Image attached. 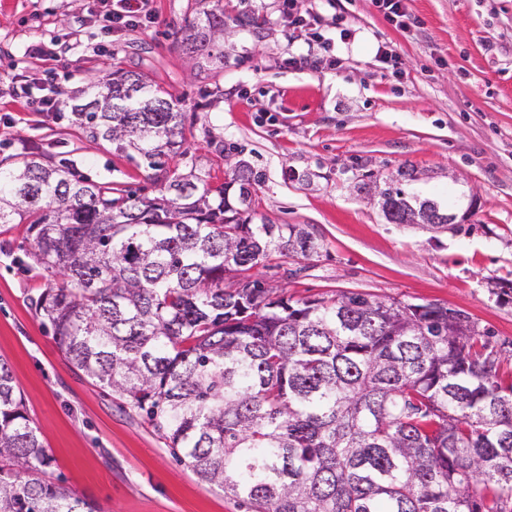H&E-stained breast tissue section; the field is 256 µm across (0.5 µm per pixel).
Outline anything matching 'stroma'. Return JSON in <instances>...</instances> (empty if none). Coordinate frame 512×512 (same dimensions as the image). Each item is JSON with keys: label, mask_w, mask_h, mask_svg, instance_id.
<instances>
[{"label": "stroma", "mask_w": 512, "mask_h": 512, "mask_svg": "<svg viewBox=\"0 0 512 512\" xmlns=\"http://www.w3.org/2000/svg\"><path fill=\"white\" fill-rule=\"evenodd\" d=\"M194 4L154 0L150 30L114 34L103 55L92 49L94 0H0V159L32 141L48 156L67 153L91 180L145 185L144 168L68 118L24 107L22 91L38 85L64 97L115 68L142 71L184 112L189 156L211 184L247 162L263 177L256 221L313 227L317 255L272 256L251 278L294 301L362 292L442 303L511 343L512 297L492 290L512 280V0H407L420 33L396 29L372 0H342L338 25L352 37L317 71L284 65L308 44L290 35L280 0H224L225 16L249 8L263 28L233 27L223 67L198 68L172 36ZM40 34L54 58L24 57ZM382 43L397 50L398 71L378 61ZM405 164L417 175L410 193L457 192L455 224L389 223L377 198L357 191ZM25 235L22 224L0 227V360L52 457L48 475L98 512H242L117 394L68 363L32 306L44 279L16 262Z\"/></svg>", "instance_id": "35a3bbf8"}]
</instances>
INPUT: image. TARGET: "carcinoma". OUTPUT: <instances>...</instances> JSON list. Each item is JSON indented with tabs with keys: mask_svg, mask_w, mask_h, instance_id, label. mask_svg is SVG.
<instances>
[{
	"mask_svg": "<svg viewBox=\"0 0 512 512\" xmlns=\"http://www.w3.org/2000/svg\"><path fill=\"white\" fill-rule=\"evenodd\" d=\"M230 28L222 0L187 19L199 66ZM72 124L131 149L150 196L37 149L0 159V224L27 225L47 281L34 300L73 368L117 393L246 512H512V380L488 330L440 303L371 294L293 302L258 280L272 254L308 258L307 224H255L261 175L212 186L186 157L182 112L148 75L117 69L67 101ZM393 224H447L451 205L406 190ZM50 455L0 360V512H94L43 477Z\"/></svg>",
	"mask_w": 512,
	"mask_h": 512,
	"instance_id": "carcinoma-1",
	"label": "carcinoma"
}]
</instances>
